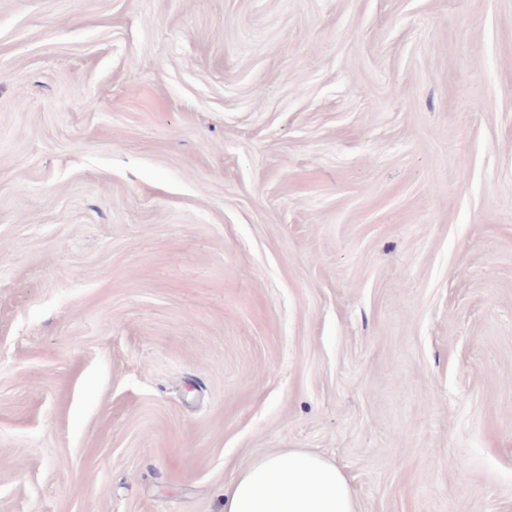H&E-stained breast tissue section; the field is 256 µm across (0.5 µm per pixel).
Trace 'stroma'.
<instances>
[{
	"mask_svg": "<svg viewBox=\"0 0 512 512\" xmlns=\"http://www.w3.org/2000/svg\"><path fill=\"white\" fill-rule=\"evenodd\" d=\"M512 512V0H0V512ZM224 512H358L344 474L321 456L288 451L256 460L224 491Z\"/></svg>",
	"mask_w": 512,
	"mask_h": 512,
	"instance_id": "1",
	"label": "stroma"
}]
</instances>
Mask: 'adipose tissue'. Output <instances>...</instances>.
I'll return each instance as SVG.
<instances>
[{
  "mask_svg": "<svg viewBox=\"0 0 512 512\" xmlns=\"http://www.w3.org/2000/svg\"><path fill=\"white\" fill-rule=\"evenodd\" d=\"M224 512H357V505L336 465L288 451L240 472L224 493Z\"/></svg>",
  "mask_w": 512,
  "mask_h": 512,
  "instance_id": "obj_1",
  "label": "adipose tissue"
}]
</instances>
